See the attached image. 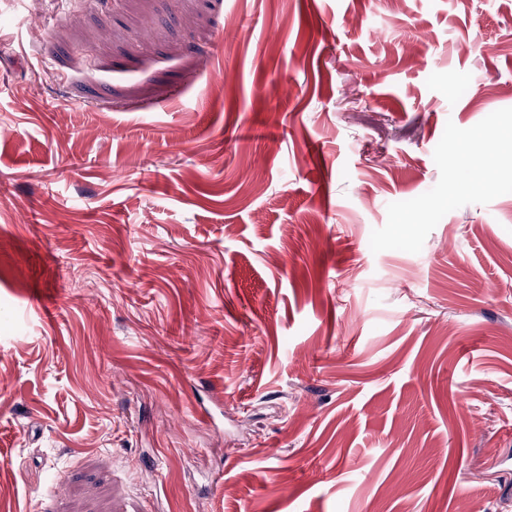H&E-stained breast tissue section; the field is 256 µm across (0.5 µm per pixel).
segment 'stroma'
I'll return each instance as SVG.
<instances>
[{
	"mask_svg": "<svg viewBox=\"0 0 512 512\" xmlns=\"http://www.w3.org/2000/svg\"><path fill=\"white\" fill-rule=\"evenodd\" d=\"M511 124L512 0H0V512H512ZM454 151L476 177L489 180L499 160L512 155V127L503 128L492 140L481 129H470L458 140Z\"/></svg>",
	"mask_w": 512,
	"mask_h": 512,
	"instance_id": "stroma-1",
	"label": "stroma"
}]
</instances>
